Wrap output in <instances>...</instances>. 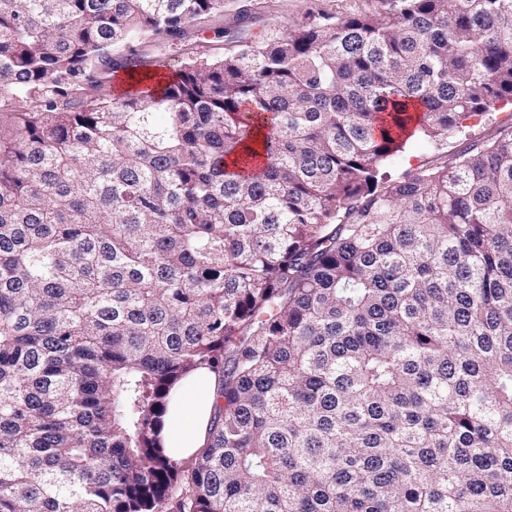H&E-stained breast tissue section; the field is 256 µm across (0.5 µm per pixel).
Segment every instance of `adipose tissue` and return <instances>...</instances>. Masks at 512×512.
I'll use <instances>...</instances> for the list:
<instances>
[{
    "label": "adipose tissue",
    "instance_id": "adipose-tissue-1",
    "mask_svg": "<svg viewBox=\"0 0 512 512\" xmlns=\"http://www.w3.org/2000/svg\"><path fill=\"white\" fill-rule=\"evenodd\" d=\"M194 396L174 391L166 430L167 447L178 458L198 452L206 442L216 391V380L207 370L198 371L190 379Z\"/></svg>",
    "mask_w": 512,
    "mask_h": 512
}]
</instances>
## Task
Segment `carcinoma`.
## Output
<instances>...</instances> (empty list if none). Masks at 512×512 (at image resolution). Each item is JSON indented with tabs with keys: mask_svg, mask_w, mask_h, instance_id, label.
<instances>
[{
	"mask_svg": "<svg viewBox=\"0 0 512 512\" xmlns=\"http://www.w3.org/2000/svg\"><path fill=\"white\" fill-rule=\"evenodd\" d=\"M224 0H0V512H512V0L309 15L172 76ZM135 86L116 96L103 74ZM218 378L184 466L173 389ZM510 119L512 104L505 101L491 106L484 114L467 121L468 126L457 139L448 141V144L443 143L437 148L427 146L419 133L408 139L403 137L402 148L396 153L392 164L386 168L390 180H397L416 168L439 164L443 160L442 155L461 150L473 140L486 141L492 138L498 126L510 122Z\"/></svg>",
	"mask_w": 512,
	"mask_h": 512,
	"instance_id": "1",
	"label": "carcinoma"
}]
</instances>
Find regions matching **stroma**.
<instances>
[{"mask_svg": "<svg viewBox=\"0 0 512 512\" xmlns=\"http://www.w3.org/2000/svg\"><path fill=\"white\" fill-rule=\"evenodd\" d=\"M383 8V0H224L223 16L196 23L182 41L139 47L135 53L142 71L169 74L190 58L223 53L227 47L255 40L270 31L287 32L311 14L345 17L373 14ZM509 121L512 104L500 102L469 120L462 134L447 144L433 148L421 136H412L405 139L387 172L396 180L408 171L439 164L442 155L461 150L471 141L492 138L498 126Z\"/></svg>", "mask_w": 512, "mask_h": 512, "instance_id": "stroma-1", "label": "stroma"}]
</instances>
